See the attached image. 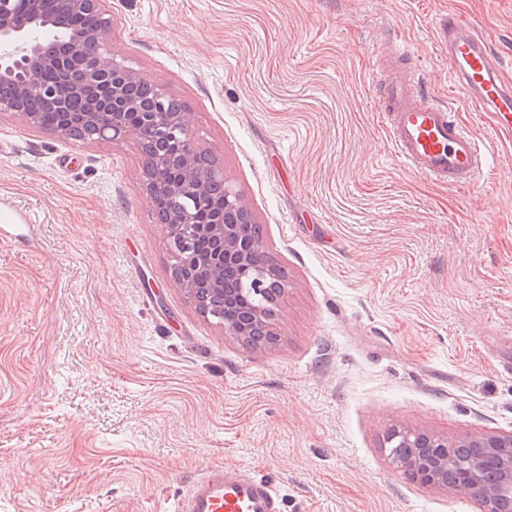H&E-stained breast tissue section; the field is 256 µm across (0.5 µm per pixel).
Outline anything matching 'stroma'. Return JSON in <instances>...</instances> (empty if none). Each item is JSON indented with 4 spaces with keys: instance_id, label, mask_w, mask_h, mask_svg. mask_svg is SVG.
I'll return each instance as SVG.
<instances>
[{
    "instance_id": "obj_1",
    "label": "stroma",
    "mask_w": 512,
    "mask_h": 512,
    "mask_svg": "<svg viewBox=\"0 0 512 512\" xmlns=\"http://www.w3.org/2000/svg\"><path fill=\"white\" fill-rule=\"evenodd\" d=\"M112 50L185 104L288 272L275 343L202 316L135 139H60L0 112V512H174L209 466L283 512H486L392 465L395 425L512 433V141L466 107L430 20L481 24L512 80V0H104ZM403 45L491 141L477 187L395 157L375 98Z\"/></svg>"
}]
</instances>
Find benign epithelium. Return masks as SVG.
<instances>
[{
    "instance_id": "obj_1",
    "label": "benign epithelium",
    "mask_w": 512,
    "mask_h": 512,
    "mask_svg": "<svg viewBox=\"0 0 512 512\" xmlns=\"http://www.w3.org/2000/svg\"><path fill=\"white\" fill-rule=\"evenodd\" d=\"M27 12L17 11L15 0H0V112L22 114L34 127L39 126L37 109L43 104L62 112L72 98L85 95L91 109L80 113V124L90 129L94 143L117 138H134L141 142L148 133L159 132L179 148L186 162L183 172L174 177L167 168L156 167L155 174L145 182L148 200L156 194L181 195L192 198L212 183H224L225 201L232 208L244 204L239 192L224 182V173L213 166L200 168L193 163L200 152L191 127L183 112H167L166 94L156 92V111L143 112L135 124H121L128 110L123 87L142 77L122 64L112 52V17L103 8L102 0H54L56 12L67 15L91 11L95 22L86 31L71 35L61 43L42 36L45 26L37 23L41 17L42 0H27ZM167 238L181 254L192 252V244L205 236L210 248L194 261L198 275L178 279L189 295L196 291L197 276H202L215 289L224 290V312L212 314V319L224 328V335L239 341L249 338L252 327L263 321L264 311L244 308L234 288H223L224 272L241 270L256 282L272 279L276 266L268 260L264 242L241 239L237 225L218 218L210 224L196 223L195 213L187 206L170 214L164 221ZM401 439L399 447L412 449L406 459H393L422 484L438 489L448 486V475L471 488V495L489 507V512H512V460L499 462L494 481L485 480L482 459L472 458L460 465L447 453L434 455L430 448L476 447L488 453L512 447V434H485L450 440L428 432H415L405 427L393 429Z\"/></svg>"
}]
</instances>
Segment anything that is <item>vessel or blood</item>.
Wrapping results in <instances>:
<instances>
[{"label":"vessel or blood","mask_w":512,"mask_h":512,"mask_svg":"<svg viewBox=\"0 0 512 512\" xmlns=\"http://www.w3.org/2000/svg\"><path fill=\"white\" fill-rule=\"evenodd\" d=\"M448 54V73L470 105L486 113L498 134L512 136V81L503 75L478 21L451 10L433 25ZM395 53L381 57L379 109L394 153L417 174L471 188L490 166L492 146L467 131L457 112L433 100L415 75L400 69ZM178 512H281L282 498L267 480L241 470L206 469L177 504Z\"/></svg>","instance_id":"b4317fda"}]
</instances>
